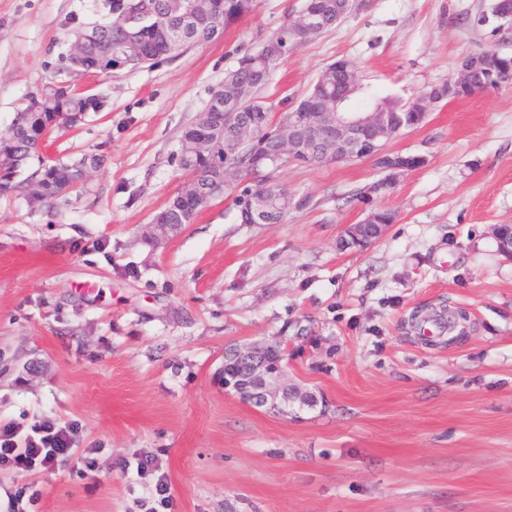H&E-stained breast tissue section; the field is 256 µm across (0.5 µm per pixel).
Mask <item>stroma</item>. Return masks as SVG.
<instances>
[{
  "mask_svg": "<svg viewBox=\"0 0 512 512\" xmlns=\"http://www.w3.org/2000/svg\"><path fill=\"white\" fill-rule=\"evenodd\" d=\"M305 0H255L205 45L95 81L67 72L73 32L106 0H0V129L43 85L69 82L100 111L53 132L51 157L99 154L50 210L0 196V419L79 421L80 455L38 473L41 512H134L159 474L172 512H512V86L442 102L386 146L418 158L390 196L373 161L289 163L308 197L280 224L213 201L171 240L146 238L178 188L179 137L244 52ZM495 0H363L292 50L263 89L294 106L324 68L356 63L353 107L447 83L512 31ZM387 207L373 248L339 251L344 225ZM92 286L89 294L81 286ZM460 310L466 336L421 340L408 320ZM288 343V412L224 385L225 350ZM155 457L160 471H138Z\"/></svg>",
  "mask_w": 512,
  "mask_h": 512,
  "instance_id": "1",
  "label": "stroma"
}]
</instances>
